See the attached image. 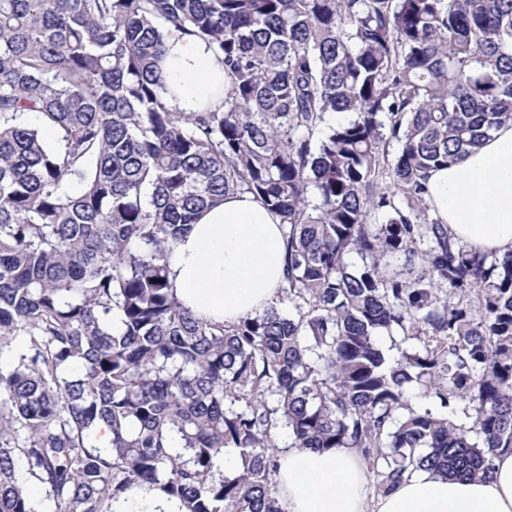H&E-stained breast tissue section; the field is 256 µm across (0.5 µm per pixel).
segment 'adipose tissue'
<instances>
[{"instance_id":"ef3b65f1","label":"adipose tissue","mask_w":512,"mask_h":512,"mask_svg":"<svg viewBox=\"0 0 512 512\" xmlns=\"http://www.w3.org/2000/svg\"><path fill=\"white\" fill-rule=\"evenodd\" d=\"M162 77L180 112L218 100L223 66L193 36L172 32ZM424 197L453 237L479 252L512 251V122L460 161L428 172ZM285 227L251 194H231L190 224L170 259L177 296L195 314L227 324L265 312L286 284ZM285 512H512V453L497 454L487 478L420 471L371 494L356 449L285 448L276 455Z\"/></svg>"}]
</instances>
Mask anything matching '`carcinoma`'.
I'll use <instances>...</instances> for the list:
<instances>
[{
  "label": "carcinoma",
  "instance_id": "obj_1",
  "mask_svg": "<svg viewBox=\"0 0 512 512\" xmlns=\"http://www.w3.org/2000/svg\"><path fill=\"white\" fill-rule=\"evenodd\" d=\"M173 30L224 65L197 112L166 101ZM507 121L512 0H0V512H37L21 466L53 512L139 485L181 512H284L281 427L360 449L382 491L487 474L512 450V253L455 240L423 182ZM237 192L286 226L293 315L208 320L169 280L187 226ZM395 327L417 345L391 356ZM228 448L241 470L217 478Z\"/></svg>",
  "mask_w": 512,
  "mask_h": 512
}]
</instances>
